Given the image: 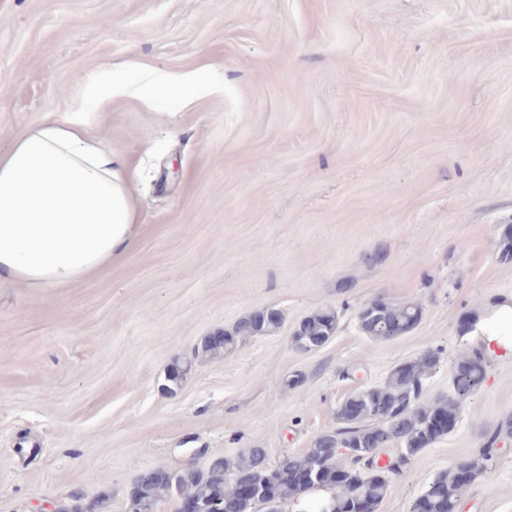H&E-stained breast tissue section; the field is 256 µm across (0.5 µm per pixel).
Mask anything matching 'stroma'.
<instances>
[{"instance_id": "1", "label": "stroma", "mask_w": 512, "mask_h": 512, "mask_svg": "<svg viewBox=\"0 0 512 512\" xmlns=\"http://www.w3.org/2000/svg\"><path fill=\"white\" fill-rule=\"evenodd\" d=\"M103 18L100 26L92 18ZM209 80L117 97L86 137L127 159L134 247L71 288L0 284V512H125L151 469L309 448L357 390L438 354L487 362L454 431L394 475L378 512H409L434 476L512 418V357L474 328L512 304V0H0V151L79 109L103 69ZM421 321L374 340L371 299ZM338 314L320 348L300 321ZM273 334L223 357L205 337L260 309ZM184 373L177 387L168 376ZM460 512H512V437ZM337 313L331 307H325L306 316L296 328L298 336H295L297 343L305 347V351H311L323 345L311 340L301 341L299 336H314L330 338L337 329Z\"/></svg>"}]
</instances>
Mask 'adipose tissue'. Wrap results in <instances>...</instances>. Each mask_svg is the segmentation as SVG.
I'll return each mask as SVG.
<instances>
[{
  "mask_svg": "<svg viewBox=\"0 0 512 512\" xmlns=\"http://www.w3.org/2000/svg\"><path fill=\"white\" fill-rule=\"evenodd\" d=\"M124 157L81 121L51 118L0 152V282L69 288L135 243L138 213Z\"/></svg>",
  "mask_w": 512,
  "mask_h": 512,
  "instance_id": "adipose-tissue-1",
  "label": "adipose tissue"
}]
</instances>
